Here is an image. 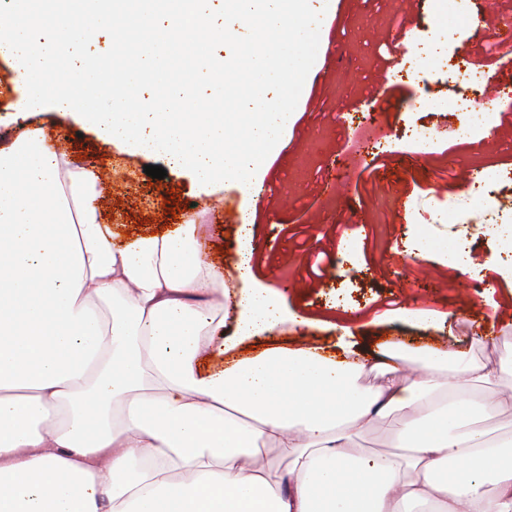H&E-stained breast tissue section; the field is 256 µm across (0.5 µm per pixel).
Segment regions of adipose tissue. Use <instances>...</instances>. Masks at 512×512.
Listing matches in <instances>:
<instances>
[{
  "label": "adipose tissue",
  "instance_id": "1",
  "mask_svg": "<svg viewBox=\"0 0 512 512\" xmlns=\"http://www.w3.org/2000/svg\"><path fill=\"white\" fill-rule=\"evenodd\" d=\"M98 186L42 129L0 149V512H512V439L484 426L512 411L511 343L500 366L385 344L374 389L343 337L203 369L288 321L248 285L250 242L232 277L204 257L198 212L116 242ZM393 412L400 453L354 448ZM265 447L287 481L244 468Z\"/></svg>",
  "mask_w": 512,
  "mask_h": 512
}]
</instances>
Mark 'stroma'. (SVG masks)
Here are the masks:
<instances>
[{
  "label": "stroma",
  "mask_w": 512,
  "mask_h": 512,
  "mask_svg": "<svg viewBox=\"0 0 512 512\" xmlns=\"http://www.w3.org/2000/svg\"><path fill=\"white\" fill-rule=\"evenodd\" d=\"M459 23L446 25L437 0H426V15L416 16V0H337L320 29L317 67L305 83L287 145L269 154L260 171L252 205L234 182L214 193L218 209L208 211L201 249L215 264L232 271L239 258L240 216L255 207L252 225V276L255 283L276 289L289 309L311 319L313 328L288 329L256 338V349L288 347L310 341L328 344L338 326L350 327L365 354L397 341L416 350L426 344L460 350L476 348L490 364L499 363L502 343H512V277L500 258L502 245L481 227L460 231L448 223H424V215L442 209L460 193L462 175L495 166L512 168V99L495 101L500 113L490 131L499 150L486 152L480 143L440 140L429 158L412 155L407 134L416 126L458 127L463 113L437 110L458 84L440 67L438 58L421 60L408 74L390 65L388 46L394 14L411 21L419 41H440L442 52L465 56L477 66L486 47L474 34L473 18L512 14V0H455ZM339 53L325 54L327 45ZM383 75L384 97L391 111L368 103L356 115L364 127L388 144L389 155L341 168L348 158L349 133L336 113L350 96L361 93V79ZM19 90L10 63L0 60V148L19 137L12 104ZM31 126L47 136L69 133L67 153L100 176L101 220L114 234L130 236L167 231L177 226L167 204L178 194L181 214L192 213L200 198L190 175L168 172L153 181L145 165H164L161 157L116 151L94 130L47 112ZM344 179L343 194L327 184ZM156 183L151 203L141 200L142 188ZM464 239L473 265L449 272L441 246ZM401 415L373 423L354 438L367 453H392Z\"/></svg>",
  "instance_id": "stroma-1"
}]
</instances>
